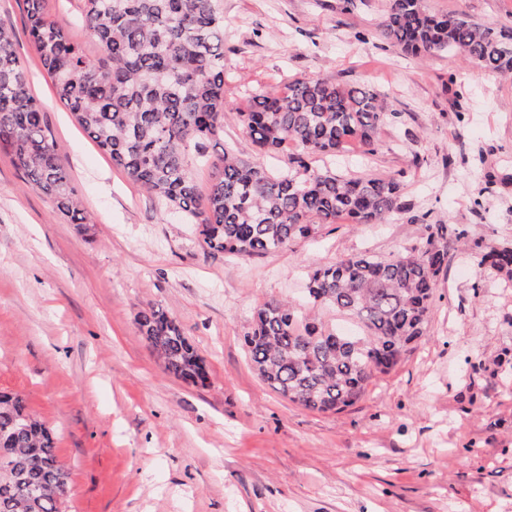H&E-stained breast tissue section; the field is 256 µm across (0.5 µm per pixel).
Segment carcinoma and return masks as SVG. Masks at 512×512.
I'll use <instances>...</instances> for the list:
<instances>
[{
  "instance_id": "cac0c4a2",
  "label": "carcinoma",
  "mask_w": 512,
  "mask_h": 512,
  "mask_svg": "<svg viewBox=\"0 0 512 512\" xmlns=\"http://www.w3.org/2000/svg\"><path fill=\"white\" fill-rule=\"evenodd\" d=\"M28 33L57 99L89 139L142 190L196 226L208 255H275L328 224H385L403 209L394 178L338 175L312 156H342L354 144L375 151L380 130L399 118L386 98L360 86L301 78L288 92L263 91L236 113L258 153L291 144L288 169L269 171L232 147L212 161L206 198L195 168L208 144L224 139V15L220 0H86L91 57L48 19L45 0H24ZM393 48L415 56L456 52L492 74L512 76V29L429 11L424 0H389L378 28ZM0 28V149L29 186L73 224L85 223L42 105ZM425 243L392 258L362 252L308 275L311 308L350 317L356 335L311 327L309 315L279 300L254 314L245 336L260 379L289 402L340 413L393 370L430 321L436 281L448 268L441 224ZM488 264L512 282V249L490 248ZM139 333L170 375L207 386L208 370L184 328L164 308L137 317ZM0 512H60L68 474L53 431L18 394L0 392Z\"/></svg>"
}]
</instances>
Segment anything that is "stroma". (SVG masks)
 Returning <instances> with one entry per match:
<instances>
[{
	"instance_id": "obj_1",
	"label": "stroma",
	"mask_w": 512,
	"mask_h": 512,
	"mask_svg": "<svg viewBox=\"0 0 512 512\" xmlns=\"http://www.w3.org/2000/svg\"><path fill=\"white\" fill-rule=\"evenodd\" d=\"M512 26V0H424ZM388 0H222L224 141L253 92L305 77L366 86L398 121L340 172L401 184L387 224H333L276 255L209 256L193 225L113 166L55 96L24 0L0 26L44 107L84 225L56 214L0 151V390L56 433L61 512H512V287L478 245L512 243V79L460 55L412 57L378 37ZM448 229V269L413 351L341 413L306 410L255 374L244 337L265 302L305 301L308 271L361 252L389 258ZM467 241H459V231ZM164 307L210 373L168 374L136 317Z\"/></svg>"
}]
</instances>
